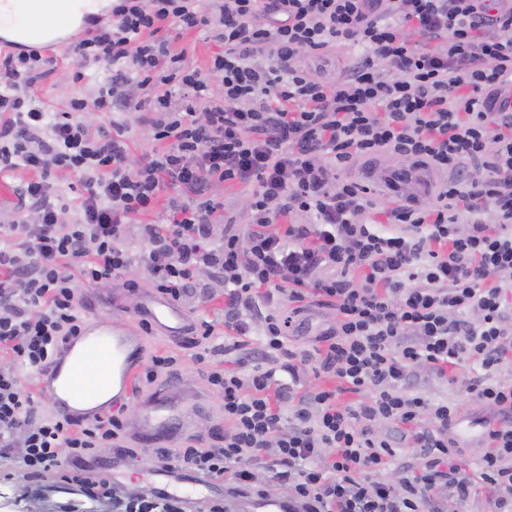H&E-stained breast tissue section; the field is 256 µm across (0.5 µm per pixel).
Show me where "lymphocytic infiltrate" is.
Masks as SVG:
<instances>
[{
	"instance_id": "1",
	"label": "lymphocytic infiltrate",
	"mask_w": 512,
	"mask_h": 512,
	"mask_svg": "<svg viewBox=\"0 0 512 512\" xmlns=\"http://www.w3.org/2000/svg\"><path fill=\"white\" fill-rule=\"evenodd\" d=\"M171 29L207 33V71L172 50ZM338 42L361 47L353 66L334 85L311 80L301 57ZM72 52L75 81L88 64L107 78L63 112L35 92L41 55L0 53V173L31 172L16 209L35 216L0 226V352L12 362L0 367V453L19 450L35 476L67 456L80 492L106 489L120 512H182L177 497L132 498L96 474L99 449L128 419H37L21 382L81 329L80 287L109 284L138 259L154 293L179 305L202 292L201 275L218 278L241 352L236 367L207 370L229 429L204 448L194 435L155 446L159 462L262 499L254 468L270 459L295 512H446L471 486L451 434L458 409L423 396L413 377L424 367L444 378L472 360L480 371L467 391L496 412L480 478L493 512H512V385L497 377L512 361V112L497 105L512 88V0H112L111 18L92 20ZM91 108L111 114L110 129L90 130ZM136 124L160 149L134 167ZM383 153L449 179L428 207H392L377 231L363 219L370 187L336 172ZM64 173L83 189L74 209L57 192ZM170 181L178 194L162 222L136 224ZM233 183L256 186L244 229L225 223L213 192ZM259 305L269 312L251 349L248 312ZM315 306L334 308L335 325L312 350L287 349ZM308 372L336 388L294 392ZM365 392V402L340 400ZM379 421L394 435L376 432ZM407 440L421 471L391 480Z\"/></svg>"
}]
</instances>
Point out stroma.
I'll return each mask as SVG.
<instances>
[{
    "label": "stroma",
    "instance_id": "obj_1",
    "mask_svg": "<svg viewBox=\"0 0 512 512\" xmlns=\"http://www.w3.org/2000/svg\"><path fill=\"white\" fill-rule=\"evenodd\" d=\"M358 54L356 47L336 44L323 57L310 62L309 76L317 82L333 84L338 76L350 68ZM52 57L51 72L39 87V97L48 109H64L70 93H80L99 86L106 79L105 74L96 66L89 65L84 69L85 80L74 83L76 66L70 47L55 49ZM401 165L400 158L387 153L359 160L351 169L340 173V180H358L371 188L376 206L366 214L367 223H384L383 208L404 199L403 188L392 186L386 181L388 170ZM183 308L191 315L210 321L215 328L213 336L185 345L151 337L146 342V353L150 356L161 353L178 355L180 364L176 373L166 378L165 383L180 391L183 411L192 422V433L206 438L211 433L223 432L224 409L218 395L207 382V365L198 364L196 356L205 352L209 355L208 364L231 367L238 353L224 348V289L221 283L210 282L206 296L188 298ZM475 369V363H462L456 367L455 380L450 383L421 368L416 372L414 385L432 401L456 404L459 425L477 424L492 416L493 409L470 401L464 393ZM66 504L77 505L79 512H115L111 501L91 502L79 495L78 491H63L54 475H47L39 483L25 478L23 463L16 453L0 455V512H61Z\"/></svg>",
    "mask_w": 512,
    "mask_h": 512
}]
</instances>
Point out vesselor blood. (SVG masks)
Returning a JSON list of instances; mask_svg holds the SVG:
<instances>
[{
  "label": "vessel or blood",
  "mask_w": 512,
  "mask_h": 512,
  "mask_svg": "<svg viewBox=\"0 0 512 512\" xmlns=\"http://www.w3.org/2000/svg\"><path fill=\"white\" fill-rule=\"evenodd\" d=\"M404 181L412 197L429 193L435 186L433 172L424 167L407 169ZM132 317V321H147L156 334L171 340L188 339L194 325L190 314L157 294L147 296ZM131 323H85L79 336L64 344L54 363L38 374L39 390L50 398L59 415L81 422L105 416L111 410V402L91 399L99 376L87 371L86 365L95 360L101 361L104 371L112 373L119 395L131 396L134 377L142 367V345ZM138 405L140 412L130 425L129 446L151 448L173 439L181 421V405L170 390L140 397ZM152 476L150 490L167 493L177 488L189 500L199 498L206 485L204 479L182 466L157 467Z\"/></svg>",
  "instance_id": "b4317fda"
}]
</instances>
